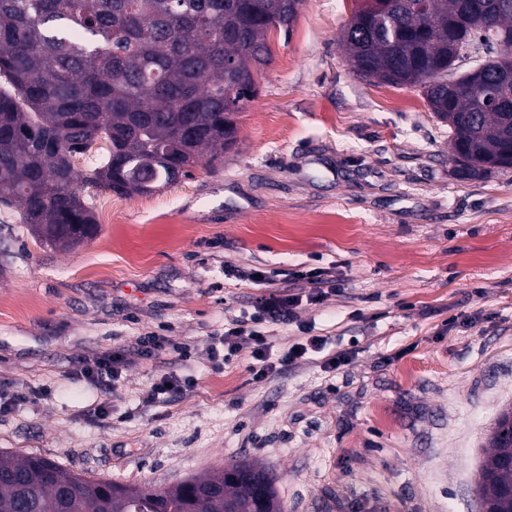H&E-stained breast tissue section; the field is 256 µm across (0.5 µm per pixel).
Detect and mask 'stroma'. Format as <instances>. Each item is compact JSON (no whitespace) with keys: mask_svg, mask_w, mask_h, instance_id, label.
Segmentation results:
<instances>
[{"mask_svg":"<svg viewBox=\"0 0 512 512\" xmlns=\"http://www.w3.org/2000/svg\"><path fill=\"white\" fill-rule=\"evenodd\" d=\"M360 0H302L221 161L147 196L91 190L96 237L36 243L0 206V450L163 488L240 461L273 470L284 512H482L477 471L512 404V169L463 179L422 91L369 82L343 31ZM261 271L267 283L247 281ZM317 273L338 290L266 323L271 356L297 323L349 359L253 378L251 347L214 366L208 339ZM170 339L162 363L140 336ZM188 345L195 387L141 396ZM131 362L111 392L78 376ZM129 359L120 351H105L92 361L83 362L79 374L103 392L110 391L122 378Z\"/></svg>","mask_w":512,"mask_h":512,"instance_id":"1","label":"stroma"}]
</instances>
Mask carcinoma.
Masks as SVG:
<instances>
[{
    "mask_svg": "<svg viewBox=\"0 0 512 512\" xmlns=\"http://www.w3.org/2000/svg\"><path fill=\"white\" fill-rule=\"evenodd\" d=\"M301 0H0V204L43 246L98 233L86 188L150 195L192 176L162 153L211 161L237 143L256 95L269 30H289ZM512 0H363L342 40L367 78L417 86L448 124L462 173L512 168ZM486 46L456 74L464 44ZM106 147L84 175L68 156ZM500 412L478 473L483 512H512V437ZM0 512H283L268 470L239 462L168 488L131 486L0 450Z\"/></svg>",
    "mask_w": 512,
    "mask_h": 512,
    "instance_id": "cac0c4a2",
    "label": "carcinoma"
}]
</instances>
